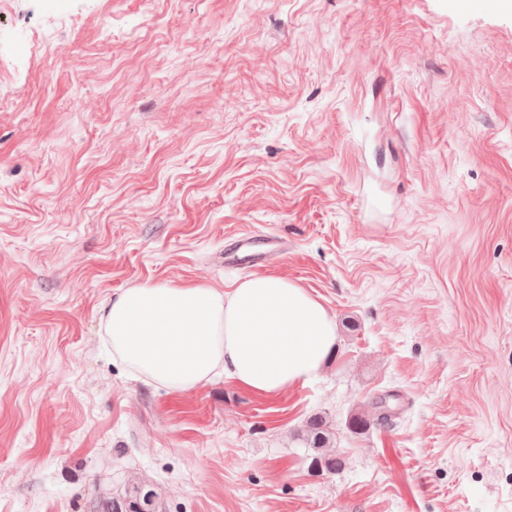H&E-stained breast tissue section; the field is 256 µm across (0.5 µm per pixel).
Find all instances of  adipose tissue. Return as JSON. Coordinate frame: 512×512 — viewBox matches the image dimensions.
<instances>
[{"label": "adipose tissue", "instance_id": "obj_1", "mask_svg": "<svg viewBox=\"0 0 512 512\" xmlns=\"http://www.w3.org/2000/svg\"><path fill=\"white\" fill-rule=\"evenodd\" d=\"M113 352L156 386L185 392L217 375L275 396L316 375L336 324L305 288L272 275L223 290L146 282L102 316Z\"/></svg>", "mask_w": 512, "mask_h": 512}]
</instances>
